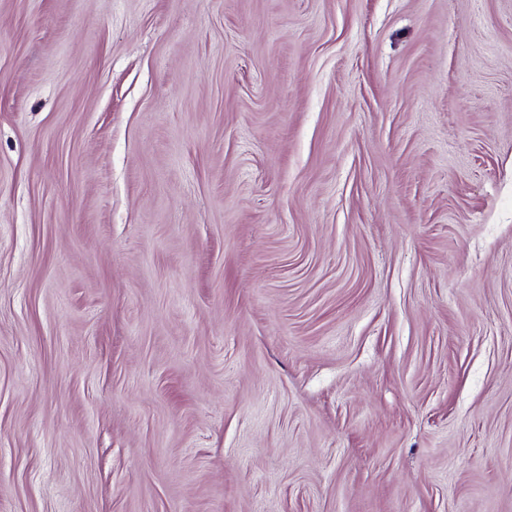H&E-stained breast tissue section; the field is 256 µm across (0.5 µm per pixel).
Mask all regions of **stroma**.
Instances as JSON below:
<instances>
[{"instance_id":"35a3bbf8","label":"stroma","mask_w":512,"mask_h":512,"mask_svg":"<svg viewBox=\"0 0 512 512\" xmlns=\"http://www.w3.org/2000/svg\"><path fill=\"white\" fill-rule=\"evenodd\" d=\"M0 512H512V0H0Z\"/></svg>"}]
</instances>
